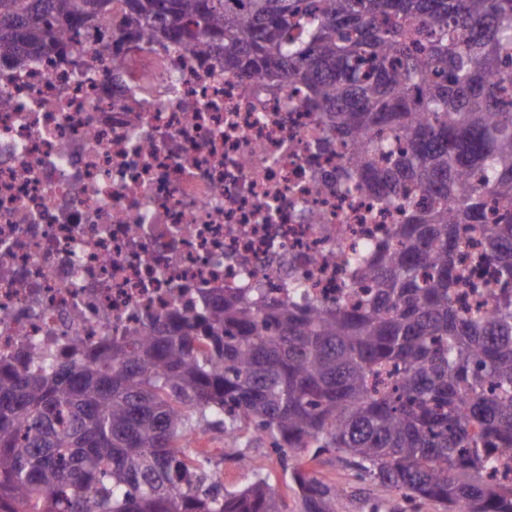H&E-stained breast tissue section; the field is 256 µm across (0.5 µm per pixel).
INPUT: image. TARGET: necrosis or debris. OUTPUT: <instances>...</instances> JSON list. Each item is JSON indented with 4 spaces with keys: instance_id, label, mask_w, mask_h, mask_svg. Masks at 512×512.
<instances>
[{
    "instance_id": "obj_1",
    "label": "necrosis or debris",
    "mask_w": 512,
    "mask_h": 512,
    "mask_svg": "<svg viewBox=\"0 0 512 512\" xmlns=\"http://www.w3.org/2000/svg\"><path fill=\"white\" fill-rule=\"evenodd\" d=\"M72 38L80 65L0 67V362L143 335L228 288L335 304L337 253L398 212L337 191L344 148L303 93L187 47Z\"/></svg>"
}]
</instances>
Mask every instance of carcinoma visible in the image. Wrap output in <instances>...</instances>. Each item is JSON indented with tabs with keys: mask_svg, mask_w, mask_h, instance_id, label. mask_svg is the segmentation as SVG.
I'll use <instances>...</instances> for the list:
<instances>
[{
	"mask_svg": "<svg viewBox=\"0 0 512 512\" xmlns=\"http://www.w3.org/2000/svg\"><path fill=\"white\" fill-rule=\"evenodd\" d=\"M0 0V65L77 59V27L224 58L304 92L346 146L336 187L399 203L381 242L341 261L354 298L302 284L224 292L193 321H161L35 369L0 366L6 512H282L266 480L229 493L192 450L196 428L254 424L279 448L334 451L405 502L512 512V0ZM494 265L490 308L462 243ZM303 512L336 486L301 460Z\"/></svg>",
	"mask_w": 512,
	"mask_h": 512,
	"instance_id": "cac0c4a2",
	"label": "carcinoma"
}]
</instances>
